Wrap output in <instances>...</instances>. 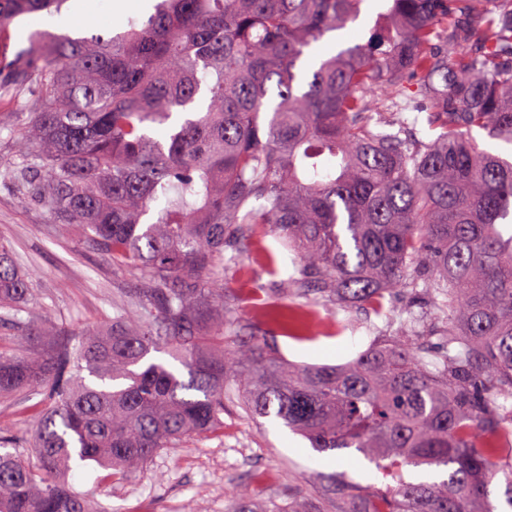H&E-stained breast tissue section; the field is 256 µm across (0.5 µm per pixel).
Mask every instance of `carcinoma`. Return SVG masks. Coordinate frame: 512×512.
<instances>
[{"label":"carcinoma","mask_w":512,"mask_h":512,"mask_svg":"<svg viewBox=\"0 0 512 512\" xmlns=\"http://www.w3.org/2000/svg\"><path fill=\"white\" fill-rule=\"evenodd\" d=\"M365 2L155 0L118 31L35 30L11 54L16 18L68 0H0V76L28 94L4 177L131 276L135 308L99 330L25 322L31 284L0 243V308L21 325L0 350V398L34 389L49 404L35 461L0 435V512H93L74 468L130 478L224 428L228 403L397 482L342 510L333 486L286 505L239 493L232 512H495L500 477L512 509V157L473 138L512 145V0H384L367 41L309 54ZM406 111L426 113L434 138ZM265 227L321 297L377 308L392 288L425 289L442 364L427 367L416 336L336 366L238 342L224 252ZM407 464L447 477L407 482Z\"/></svg>","instance_id":"carcinoma-1"}]
</instances>
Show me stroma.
Masks as SVG:
<instances>
[{"label":"stroma","mask_w":512,"mask_h":512,"mask_svg":"<svg viewBox=\"0 0 512 512\" xmlns=\"http://www.w3.org/2000/svg\"><path fill=\"white\" fill-rule=\"evenodd\" d=\"M113 0H70L62 15L69 33L84 35L119 28ZM0 241L11 245L33 283L34 322L48 319L69 328L104 326L122 309L132 281L113 270L82 237L59 234L42 208L21 204L0 179ZM275 254L276 267L266 263ZM293 255L272 234L245 241L224 266V308L235 336H263L289 360L341 364L383 336H402L409 309L422 312L418 334H434L440 317L403 289L387 293L384 310L322 298L296 283ZM41 410L34 393L0 400V430L24 436ZM223 430L205 439L164 448L134 477L101 479L91 468L74 469L70 482L89 493L105 512H227L228 492L239 486L257 499L280 504L313 492L322 476L335 477L346 492L368 494L392 486L378 467L358 452L320 453L281 421L251 419L238 407L224 411Z\"/></svg>","instance_id":"obj_1"}]
</instances>
